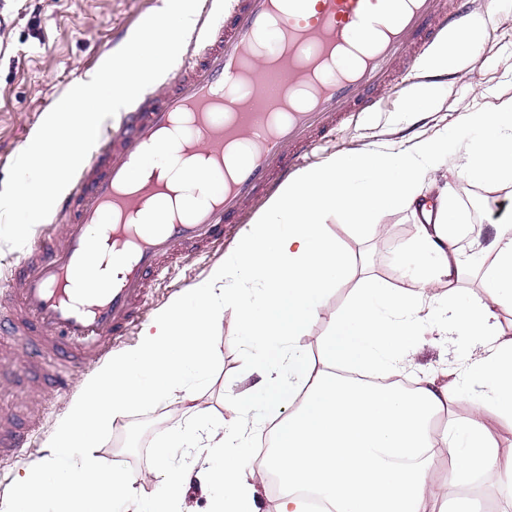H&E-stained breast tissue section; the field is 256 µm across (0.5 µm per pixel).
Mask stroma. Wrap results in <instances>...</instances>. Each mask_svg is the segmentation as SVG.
Returning a JSON list of instances; mask_svg holds the SVG:
<instances>
[{
	"label": "stroma",
	"instance_id": "obj_1",
	"mask_svg": "<svg viewBox=\"0 0 512 512\" xmlns=\"http://www.w3.org/2000/svg\"><path fill=\"white\" fill-rule=\"evenodd\" d=\"M163 6L164 0H0V185L45 115L73 86L90 80L106 59L113 29H136ZM480 39V52L454 68L441 72L430 65L418 71L416 77L421 82L436 84L442 90L433 111L406 115L404 104L413 79L399 78L386 91L376 112L345 124L335 141L312 154L306 168L344 153L412 145L436 135L443 127L460 126L469 112L489 110L512 98V5H500ZM433 180L438 187L450 185L463 207L475 212L485 211L498 201L512 203V181L493 188L475 184L459 177L454 159L435 172ZM326 229L347 252L355 272L331 292L327 311L306 336L300 337V345L312 352L327 333L333 310L350 300L362 278L375 276L392 287H408L401 254L417 231L410 212L397 209L379 214L374 227L366 230L354 229L333 217ZM223 259V253H217L189 258L175 266L168 279L152 290L145 318H152L176 293L204 279ZM212 338L221 349V357L193 386L200 409L217 418L225 413L226 392L242 387L250 362L237 340L233 316H225L215 325ZM0 343L11 352L0 361V371L5 374L0 382V416L29 420L34 426L22 458L0 462L1 497L13 492L18 475L27 465L44 456L47 436L72 395L35 386L23 365L22 337L8 336ZM462 358L457 343L429 332L413 358L410 376L447 375L460 366ZM177 415L175 405L168 401L138 405L99 440L100 463L133 481L137 501L149 499L158 490L149 472L164 441L161 427ZM170 454L175 464L190 470L182 489L180 512H212V493L196 477L204 457L193 448H174Z\"/></svg>",
	"mask_w": 512,
	"mask_h": 512
}]
</instances>
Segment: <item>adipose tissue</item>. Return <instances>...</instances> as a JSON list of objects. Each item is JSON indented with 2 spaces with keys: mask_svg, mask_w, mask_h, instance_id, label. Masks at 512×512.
I'll use <instances>...</instances> for the list:
<instances>
[{
  "mask_svg": "<svg viewBox=\"0 0 512 512\" xmlns=\"http://www.w3.org/2000/svg\"><path fill=\"white\" fill-rule=\"evenodd\" d=\"M453 157L476 182L511 178L512 99L469 113L461 130L342 154L286 182L223 262L157 311L133 349L112 355L80 383L49 433L46 456L0 498V512H175L183 474L169 461L171 448L207 449L201 477L215 494L213 512H257V488L272 473L281 483L275 512H307L312 495L333 512H433L444 483L478 478L511 489L512 448L500 446L485 419L512 423V322L501 317L512 308V216H502L485 246L480 225H461L449 189L429 202L430 174ZM388 209L422 219L404 251L411 286L363 278L311 359L297 339L352 271L325 230L328 217L367 227ZM472 270L482 292L466 298L455 284ZM442 283L450 286L445 331L466 339L468 360L448 382L424 378L403 390L392 380L409 367L426 332L422 312ZM228 311L258 379L226 396L228 418L216 422L198 409L190 383L220 358L210 329ZM273 350L279 357L271 361ZM467 387L481 397L460 432L433 431L432 419L452 412ZM162 399L173 400L192 424L167 426L168 448L153 470L164 492L138 506L129 481L99 468L92 452L131 404ZM274 416L272 450L255 466L248 435ZM441 453L450 461L444 476L433 466Z\"/></svg>",
  "mask_w": 512,
  "mask_h": 512,
  "instance_id": "ef3b65f1",
  "label": "adipose tissue"
}]
</instances>
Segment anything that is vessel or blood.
Segmentation results:
<instances>
[{"label": "vessel or blood", "mask_w": 512, "mask_h": 512, "mask_svg": "<svg viewBox=\"0 0 512 512\" xmlns=\"http://www.w3.org/2000/svg\"><path fill=\"white\" fill-rule=\"evenodd\" d=\"M463 0H212L199 14L188 56L159 87L122 109L80 168L71 191L55 205L62 234L41 232L14 279L21 316L0 309V331L24 337L57 370H41L52 388L69 389L71 373L106 354L143 317L147 296L173 263L223 248L243 222L301 168L312 149L347 120L375 111L379 91L410 73L443 35L468 22ZM278 29L265 47L273 69L254 78L259 37ZM369 42L353 41L358 30ZM192 115L188 134L223 157L228 142H246L232 175L210 168L206 200L146 230L123 224L142 208L144 174L161 151H174L178 117ZM117 275L104 288L87 280L99 234ZM32 430L25 423L0 432V457L17 454Z\"/></svg>", "instance_id": "vessel-or-blood-1"}]
</instances>
